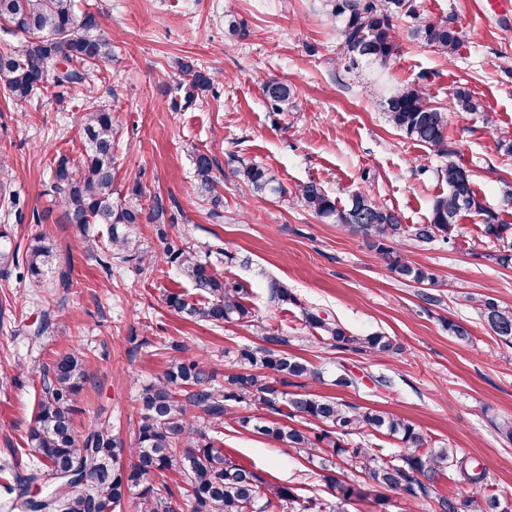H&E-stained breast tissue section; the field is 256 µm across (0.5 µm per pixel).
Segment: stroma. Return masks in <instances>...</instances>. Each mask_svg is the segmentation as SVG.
<instances>
[{"label": "stroma", "instance_id": "obj_1", "mask_svg": "<svg viewBox=\"0 0 512 512\" xmlns=\"http://www.w3.org/2000/svg\"><path fill=\"white\" fill-rule=\"evenodd\" d=\"M322 0H76L94 13L96 32L111 39L114 56L95 94L111 104L119 124L115 186L140 184L144 197L171 203L182 235L209 248L219 272L251 292L263 323L291 338L289 353L314 366L345 364L364 383L360 391L329 382L309 392L373 406L403 417L432 441L458 449L486 469L501 502L512 503V440L500 426L512 421V347L492 332L473 308L492 297L512 307V265L496 261L508 241L482 234L484 217L466 213L450 242L412 243L402 249L411 262L428 266L435 284L397 281L363 237L321 221L296 199L245 194L236 179L221 181L219 217L194 191L192 147L210 150L220 170L229 158L271 169L288 191L320 183L338 203L355 191L399 212L404 223L423 224L432 201L447 194L440 168L446 159L410 142L387 122L383 89L403 86L431 72L429 100L448 107L463 87L484 114L448 115L451 160L470 169L483 204L512 224L501 196L512 186V23L499 20L489 0H412L423 18L447 17L461 32L456 54L445 57L413 41L411 19L400 20L399 51L385 69L356 74L336 64V27ZM243 22L247 37L234 35L225 15ZM190 56L218 75L214 95L187 103V84L177 65ZM279 79L296 90L294 109L270 111L261 82ZM75 112L57 111L51 98L14 101L0 96V158L5 159L17 206L9 218L15 242L44 234L68 256L74 285L69 291L36 288L16 276H0V460L31 448L41 393L39 369L62 352L85 356L87 378L74 425L85 432L109 422L131 441L142 388L163 376L169 348L206 356L217 375L238 372L237 351L257 344L251 328L194 322L170 311L168 293H192L191 283L164 261L147 271L135 265L106 267L89 256L73 224L58 223L50 188L55 157L78 158L83 142ZM236 257L226 263L225 253ZM287 283L296 304L270 302L268 277ZM329 312L347 329L391 336L393 355L363 357L308 343L302 308ZM52 325L32 332L43 313ZM465 324L468 340L448 331ZM395 384L373 390L371 376ZM225 450L266 481L298 487L305 496L325 495L317 468L293 449L231 425Z\"/></svg>", "mask_w": 512, "mask_h": 512}]
</instances>
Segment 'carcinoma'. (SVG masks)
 Wrapping results in <instances>:
<instances>
[{
    "label": "carcinoma",
    "mask_w": 512,
    "mask_h": 512,
    "mask_svg": "<svg viewBox=\"0 0 512 512\" xmlns=\"http://www.w3.org/2000/svg\"><path fill=\"white\" fill-rule=\"evenodd\" d=\"M326 2L336 22L338 64L347 71L363 65L386 66L399 50L397 21L403 16L414 20L410 38L440 54H453L460 43L459 31L449 25L448 18H420L413 14L410 0ZM0 26L23 35L19 45L0 54L4 97L29 101L50 91L57 109L66 111L72 95L81 94L84 152L77 161L65 155L54 159L50 179L64 223L81 227L88 252L103 243L109 259L134 263L143 270L151 266L153 256L140 247L133 231L143 222L154 225L164 262L187 279L197 295L190 300L170 292L165 299L167 307L195 321L245 323L261 339L259 345L240 347L237 360L244 371L224 376L222 385L215 383L216 370L210 360L204 356L184 358L178 346H171L175 354L170 356L164 375L140 394L130 448L104 422L84 434L75 431L78 379L86 370L82 358L64 352L42 365V395L29 434L32 463L24 475L19 472L22 463L15 457L0 464V477L18 484L22 512H114L132 494L139 499L140 512H180L169 487L162 493L155 488L156 481L169 471L187 480L191 512H345L343 505L371 496L383 506L389 492L408 504L432 499L437 512H496L498 497L486 492L487 471L481 463L454 448L430 445L429 437L413 422L335 397L282 390L292 379L322 382L324 371L285 350L290 343L288 335L255 318L241 284L224 279L189 240L169 236L166 225L175 223L176 218L162 197L156 195L149 204L141 203L137 182L123 196L115 192L116 115L94 95L100 65L112 59L114 51L112 40L93 34L97 27L93 14L77 13L75 0H0ZM178 67L190 76L186 102L212 91L214 79L196 71L193 60L180 59ZM426 81L421 73L410 85L389 90L386 118L407 139L446 158L448 109L428 100ZM262 90L271 111L294 108L296 91L288 83L267 79ZM451 109L480 112L482 105L469 91L458 88ZM193 164L196 194L220 206L216 159L196 148ZM440 173L448 183V194L433 200L426 224L402 223L396 211L378 204L367 191L352 193L340 207L336 198L310 181L298 186L295 198L320 219L363 235L397 279L431 284L435 274L406 261L399 247L410 241L449 242L459 217L466 212L485 215L483 231L490 240L504 239L512 228L485 208L472 187L470 170L463 164L450 161ZM233 174L241 176L251 195L287 199L288 191L264 166L252 164L233 170ZM15 206L14 193L3 178L0 207L9 215ZM22 263L25 268L19 278H27L37 287L48 281L64 291L72 287L71 270L61 267L57 250L43 235L29 241ZM22 263L19 245L7 225L1 224L0 272L7 275ZM267 290L270 301L280 306L297 303L292 289L277 278H269ZM476 310L493 333L512 346V308L486 297L477 301ZM302 321L311 341L332 349L364 356L399 350L391 337L355 334L319 308H302ZM331 384L357 391L362 381L341 367L332 374ZM241 407L260 410L263 416H239L236 409ZM229 420L294 449L310 463L317 462L334 501L304 498L295 487L270 484L233 459L218 438L220 428ZM366 428L397 439L401 451L386 458L372 448L348 443V437ZM342 468L356 470L363 476V484L339 480L336 470ZM447 469L479 490V496L457 499L438 493V480ZM32 487L39 488L35 496L29 495Z\"/></svg>",
    "instance_id": "obj_1"
}]
</instances>
